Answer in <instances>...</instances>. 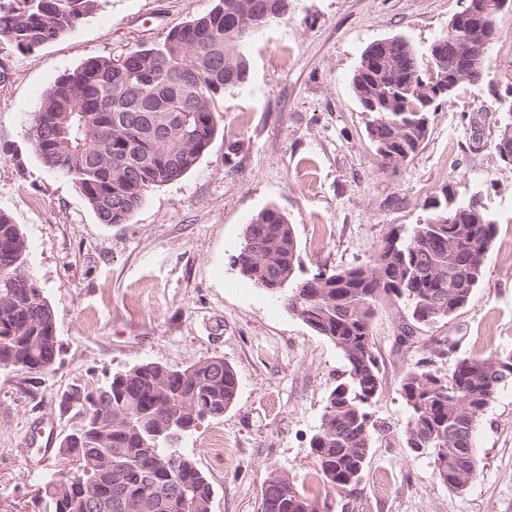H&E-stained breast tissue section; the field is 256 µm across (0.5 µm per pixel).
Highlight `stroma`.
<instances>
[{
	"instance_id": "1",
	"label": "stroma",
	"mask_w": 512,
	"mask_h": 512,
	"mask_svg": "<svg viewBox=\"0 0 512 512\" xmlns=\"http://www.w3.org/2000/svg\"><path fill=\"white\" fill-rule=\"evenodd\" d=\"M216 3L101 0L35 52L0 50L8 74L0 82V211L27 242V267L53 310L60 346L36 379L0 369V512H47L41 483L65 466L54 449L82 422L78 409L61 410L62 395L144 361L176 368L220 357L237 375L232 406L177 444L211 483V512H258L273 471L311 493L318 471L310 440L347 363L283 294L239 274L233 260L245 228L263 209H279L309 277L368 262L392 227L422 222L425 202L446 186L478 196L497 225L482 283L453 318L406 344L403 305L376 307L383 389L372 405L370 461L356 493L329 495L323 512H512V384L477 426L480 467L460 490L441 480L431 455L408 448L400 396L405 373L436 341L457 344L434 360L445 375L457 356L512 352V265L500 261L512 244V165L491 148L497 104L488 91L512 83V10L484 52L485 84L462 85L443 100L417 155L387 168L367 138L353 72L374 41L402 36L421 48L447 34L461 0H288L250 42L248 79L225 90L218 131L195 168L151 188L128 223H100L26 135L41 95L88 58L160 42ZM275 50L288 54V68L268 65ZM217 433L224 454L205 452Z\"/></svg>"
}]
</instances>
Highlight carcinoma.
<instances>
[{"label": "carcinoma", "instance_id": "carcinoma-1", "mask_svg": "<svg viewBox=\"0 0 512 512\" xmlns=\"http://www.w3.org/2000/svg\"><path fill=\"white\" fill-rule=\"evenodd\" d=\"M98 7L99 0H0V39L32 52ZM287 7L288 0H218L160 43L88 58L42 94L26 131L36 153L80 189L102 223H127L150 188L195 167L217 132L224 90L247 81L251 38ZM230 12L245 22L246 35L226 25ZM450 36H469L466 24L450 21L448 34L424 51L399 36L365 49L374 58L360 61L351 87L374 102L367 134L384 164L409 160L427 138L429 114L439 106L435 84L448 82L452 67L447 62L431 77L425 63ZM427 210L406 233L392 229L366 264L299 281L293 225L266 208L246 228L253 244L234 258L257 285L291 286L287 305L347 362L311 441L324 487L339 495L356 492L370 456L371 407L382 390L370 327L376 305L386 299L407 307L408 339L466 307L483 278L495 222L484 212L473 224L457 217L446 190ZM26 252L18 226L0 211V368L31 376L52 366L59 348L53 311L26 271ZM509 383L512 352L460 357L449 375L423 361L404 375L408 447L433 456L448 487L461 490L476 476L477 425ZM237 388L233 368L211 357L182 368L140 362L91 391L65 394L60 407H80L83 424L55 449L67 467L43 483L49 512H211L210 482L161 427L187 419L194 430L223 416ZM265 486L269 512H321L317 499L282 473L271 472Z\"/></svg>", "mask_w": 512, "mask_h": 512}]
</instances>
